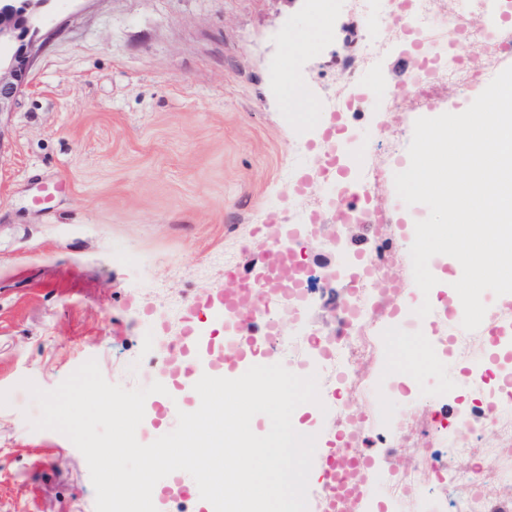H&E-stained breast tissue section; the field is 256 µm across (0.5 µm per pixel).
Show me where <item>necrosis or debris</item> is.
Segmentation results:
<instances>
[{
    "instance_id": "necrosis-or-debris-1",
    "label": "necrosis or debris",
    "mask_w": 512,
    "mask_h": 512,
    "mask_svg": "<svg viewBox=\"0 0 512 512\" xmlns=\"http://www.w3.org/2000/svg\"><path fill=\"white\" fill-rule=\"evenodd\" d=\"M355 17L356 29L333 59L343 92L327 102L328 111L343 117L360 85V60L390 38L409 37L413 72L400 86L375 88L370 105L377 112L392 111L402 100L409 111L429 110L438 92L461 94L482 85L512 59V0H494L488 16L463 15L458 0H359ZM403 134L399 121L383 122L356 170L360 191L339 189L324 200L337 223L381 228L367 250L336 271L346 287L339 334L304 323L314 293L330 278L301 258L319 232L318 215L303 210L274 265L255 275L260 287L250 305L251 340L279 351L291 367L319 363L323 429L335 431L350 449L351 470L373 464L372 449L405 452L404 462L376 466L384 495L370 512H512V368L504 367L493 385L476 365L492 324L512 327V308H501L496 322L482 321L471 332L456 329L452 312L437 303L426 317L416 315L423 294L414 280L393 275L396 267H409V253L383 199L387 172L374 160L399 148ZM270 277L278 278L277 287H264ZM421 326L439 329L431 339L446 358L439 371L453 363L461 372L426 397L409 369L392 360L402 335ZM386 393L406 398L409 411L395 418L384 413L379 399Z\"/></svg>"
}]
</instances>
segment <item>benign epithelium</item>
Masks as SVG:
<instances>
[{"label": "benign epithelium", "mask_w": 512, "mask_h": 512, "mask_svg": "<svg viewBox=\"0 0 512 512\" xmlns=\"http://www.w3.org/2000/svg\"><path fill=\"white\" fill-rule=\"evenodd\" d=\"M46 0H0V116L12 110L28 83Z\"/></svg>", "instance_id": "obj_1"}]
</instances>
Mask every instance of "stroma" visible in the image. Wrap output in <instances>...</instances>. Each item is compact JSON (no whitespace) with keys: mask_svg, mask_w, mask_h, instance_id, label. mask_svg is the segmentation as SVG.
Here are the masks:
<instances>
[{"mask_svg":"<svg viewBox=\"0 0 512 512\" xmlns=\"http://www.w3.org/2000/svg\"><path fill=\"white\" fill-rule=\"evenodd\" d=\"M356 0H333L320 27L305 0H46L44 47L14 109L0 118V512H95L82 453L32 429L23 381L51 390L85 361L127 389L181 300L254 268L240 250L253 213L288 225L294 112L331 123L322 94ZM304 49H290L287 34ZM344 246L310 242L325 271Z\"/></svg>","mask_w":512,"mask_h":512,"instance_id":"35a3bbf8","label":"stroma"}]
</instances>
